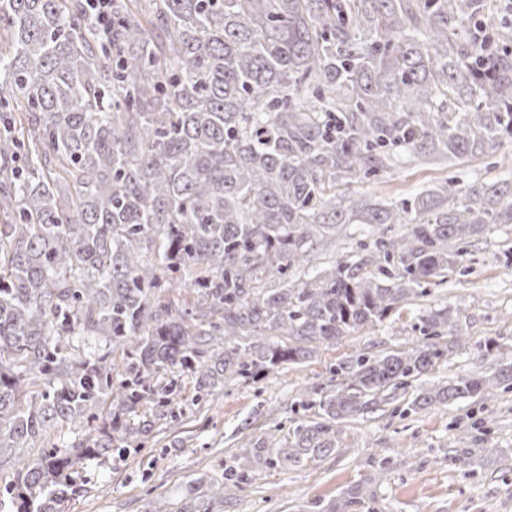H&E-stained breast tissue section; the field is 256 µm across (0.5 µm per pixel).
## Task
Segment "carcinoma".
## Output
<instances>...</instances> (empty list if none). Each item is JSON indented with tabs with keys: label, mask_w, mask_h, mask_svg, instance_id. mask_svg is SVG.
Returning a JSON list of instances; mask_svg holds the SVG:
<instances>
[{
	"label": "carcinoma",
	"mask_w": 512,
	"mask_h": 512,
	"mask_svg": "<svg viewBox=\"0 0 512 512\" xmlns=\"http://www.w3.org/2000/svg\"><path fill=\"white\" fill-rule=\"evenodd\" d=\"M474 0H112L110 46L81 0H0V512H62L76 465L126 456L184 401L256 382L471 271L462 247L512 224V180L452 181L381 202L354 186L397 153L480 158L512 138V53L458 24ZM357 243L294 273L340 227ZM406 231L387 236L391 225ZM277 284L275 288L266 283ZM423 342L340 360V382L283 440L246 444L180 512H213L252 467H302L342 424L454 347L445 308ZM451 336L441 348L432 338ZM288 336V344L263 336ZM512 364L408 405L493 396ZM84 432L58 444L62 427Z\"/></svg>",
	"instance_id": "obj_1"
}]
</instances>
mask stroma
I'll list each match as a JSON object with an SVG mask.
<instances>
[{
	"label": "stroma",
	"instance_id": "1",
	"mask_svg": "<svg viewBox=\"0 0 512 512\" xmlns=\"http://www.w3.org/2000/svg\"><path fill=\"white\" fill-rule=\"evenodd\" d=\"M450 179L478 185L512 179V142L452 167L404 157L359 189L390 201ZM511 243L512 224L491 226L472 244L480 257L473 273L449 275L429 296L411 300L400 317L318 347L307 362L284 365L260 382L230 383L187 402L120 468L79 465V491L63 502L64 512H153L160 499L169 512H179L188 487L219 477L225 459L244 456L249 439L286 435L299 419L301 393L335 389L329 368L336 361L407 349L418 339L412 320L430 308L455 311L466 345L439 362L428 380L496 374L512 363V269L499 262ZM415 390L412 384L398 389L390 402L346 422L336 451L306 467L256 469L223 512H307L355 487L364 499L347 512H512V389L484 403H436L403 416Z\"/></svg>",
	"mask_w": 512,
	"mask_h": 512
}]
</instances>
